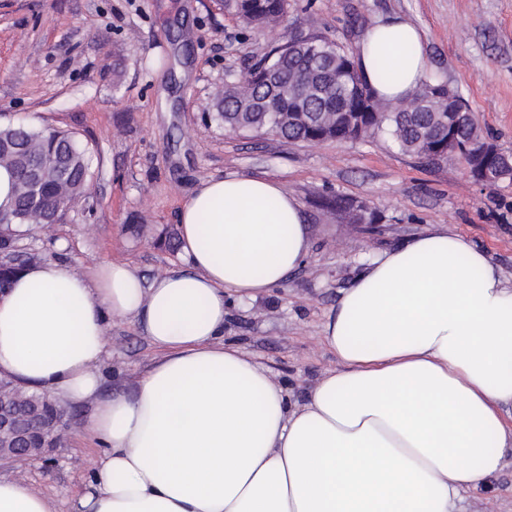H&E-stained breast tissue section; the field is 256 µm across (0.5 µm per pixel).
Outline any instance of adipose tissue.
Segmentation results:
<instances>
[{"instance_id": "ef3b65f1", "label": "adipose tissue", "mask_w": 512, "mask_h": 512, "mask_svg": "<svg viewBox=\"0 0 512 512\" xmlns=\"http://www.w3.org/2000/svg\"><path fill=\"white\" fill-rule=\"evenodd\" d=\"M355 52L377 97L426 73L418 28L377 20ZM395 76L381 82L379 65ZM184 269L144 283L125 262L88 276L48 259L0 294V372L67 404L94 398L107 318L160 351L132 396L85 426L103 451L74 512H461L512 457V280L436 230L383 252L321 327L337 368L308 399L225 343V299L278 287L310 249L301 205L271 179L198 183L178 216ZM0 512H56L0 475Z\"/></svg>"}]
</instances>
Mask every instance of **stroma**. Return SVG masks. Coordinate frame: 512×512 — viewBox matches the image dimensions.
I'll list each match as a JSON object with an SVG mask.
<instances>
[{
    "label": "stroma",
    "mask_w": 512,
    "mask_h": 512,
    "mask_svg": "<svg viewBox=\"0 0 512 512\" xmlns=\"http://www.w3.org/2000/svg\"><path fill=\"white\" fill-rule=\"evenodd\" d=\"M400 16L422 34L428 71L461 97L512 156V0H288L285 23L246 28L224 0H0V125L75 132L92 152L88 198L23 252L56 243L87 274L130 263L145 280L180 265L179 211L202 180L230 172L276 180L299 200L311 247L300 267L254 302H231L224 339L305 401L336 357L321 325L342 290L380 252L435 228L463 236L512 274V180L477 182L457 157L439 166L402 153L384 132L346 141L289 142L225 131L215 96L289 37L354 47L377 19ZM104 399L131 394L158 357L143 328L106 326ZM92 405L43 459L0 463L67 512L102 452L82 437ZM467 512H512V466L467 495Z\"/></svg>",
    "instance_id": "obj_1"
}]
</instances>
